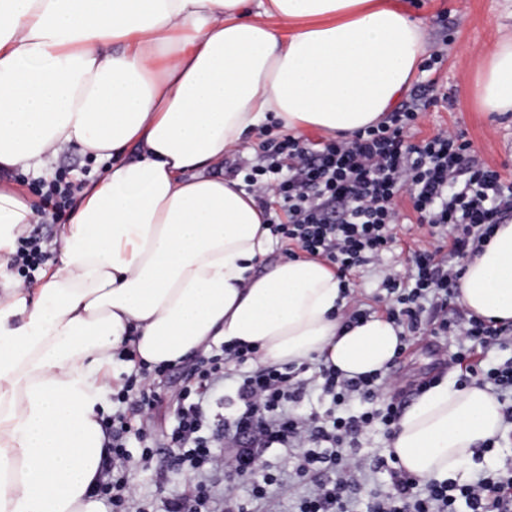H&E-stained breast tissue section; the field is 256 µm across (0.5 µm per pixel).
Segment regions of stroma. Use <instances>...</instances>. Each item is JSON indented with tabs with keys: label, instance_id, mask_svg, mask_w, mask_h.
I'll list each match as a JSON object with an SVG mask.
<instances>
[{
	"label": "stroma",
	"instance_id": "stroma-1",
	"mask_svg": "<svg viewBox=\"0 0 512 512\" xmlns=\"http://www.w3.org/2000/svg\"><path fill=\"white\" fill-rule=\"evenodd\" d=\"M384 6L422 19L425 25L427 54H440L442 62L436 73L439 101L420 114L414 140H422L440 129L463 133L471 141L480 162L512 174V113L488 114L476 103V78L493 52L499 37L512 34V0H381ZM402 226L399 246L387 253L382 264L369 263L355 270L351 279L355 294L364 308L382 309L383 271L392 269L407 277L409 268L404 250L428 238L418 226L409 197L399 202ZM455 350L446 338L411 340L402 361L395 365L399 400L412 405L418 397V381L435 375L457 381L460 371L445 365V358ZM137 492L144 497H160L162 492L187 490L185 473L174 470L168 454H160L149 469H136Z\"/></svg>",
	"mask_w": 512,
	"mask_h": 512
}]
</instances>
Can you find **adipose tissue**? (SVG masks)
<instances>
[{
	"mask_svg": "<svg viewBox=\"0 0 512 512\" xmlns=\"http://www.w3.org/2000/svg\"><path fill=\"white\" fill-rule=\"evenodd\" d=\"M273 16L299 26L281 37ZM424 53L421 23L377 0H0V170L46 176L68 149L108 165L76 192L53 267L29 288L7 266L37 211L0 187V512H104L99 412L120 353L174 365L239 342L264 362L387 369L401 327L343 326L323 261L268 263L264 211L215 169L272 121L331 135L379 122ZM477 99L512 112V36ZM458 285L463 307L512 321V223ZM504 429L486 388L441 381L387 446L413 476L464 482Z\"/></svg>",
	"mask_w": 512,
	"mask_h": 512,
	"instance_id": "obj_1",
	"label": "adipose tissue"
}]
</instances>
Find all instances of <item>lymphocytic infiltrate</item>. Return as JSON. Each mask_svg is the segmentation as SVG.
Here are the masks:
<instances>
[{
  "label": "lymphocytic infiltrate",
  "mask_w": 512,
  "mask_h": 512,
  "mask_svg": "<svg viewBox=\"0 0 512 512\" xmlns=\"http://www.w3.org/2000/svg\"><path fill=\"white\" fill-rule=\"evenodd\" d=\"M433 85L401 103L352 138L313 141L285 134L262 142V161L245 181L288 258L324 260L341 288L349 275L381 260L397 241L398 200L409 195L419 224L428 226L427 247L408 252L410 274L386 273L383 313L405 337L453 338L450 362L460 386L488 389L512 426V358L497 361L512 345V324L493 323L457 302L463 259L480 252L498 225L512 222V179L480 163L463 134L442 130L420 143L409 140L421 112L434 105ZM133 362L101 416L108 438L97 494L110 512H263L281 490H291L293 512H512V467L479 471L471 482L427 481L406 473L394 454L366 455L360 435L382 425L392 433L404 407L390 392L384 372L349 378L317 361L300 366L258 362L246 345H220L197 354L175 395H167L168 369ZM226 398H215L227 380ZM319 390L333 408L298 415L297 407ZM173 398L174 422L163 441L153 436L154 412ZM234 406L225 417V406ZM137 442L143 465L166 447L175 469L193 473L190 491L138 505L128 446ZM284 456L265 465L257 456ZM248 478L240 496L226 472Z\"/></svg>",
  "instance_id": "lymphocytic-infiltrate-1"
}]
</instances>
